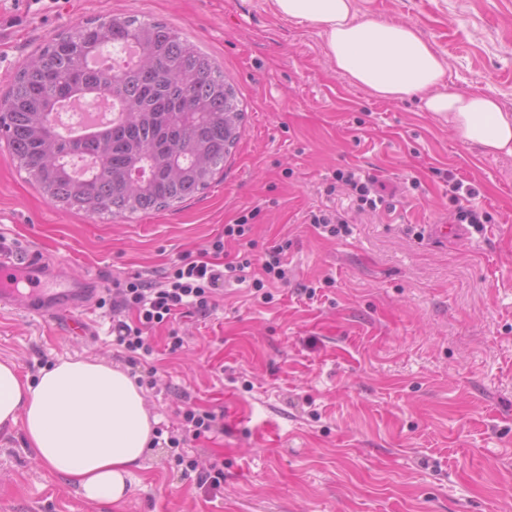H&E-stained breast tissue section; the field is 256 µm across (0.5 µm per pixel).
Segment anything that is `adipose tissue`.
I'll return each mask as SVG.
<instances>
[{
  "instance_id": "ef3b65f1",
  "label": "adipose tissue",
  "mask_w": 512,
  "mask_h": 512,
  "mask_svg": "<svg viewBox=\"0 0 512 512\" xmlns=\"http://www.w3.org/2000/svg\"><path fill=\"white\" fill-rule=\"evenodd\" d=\"M277 14L324 29L338 73L390 100L420 97L459 140L512 156V113L492 97L444 89L445 65L414 27L358 20L354 0H274ZM22 431L33 458L90 501H122L131 467L151 451L153 421L126 372L61 359L24 374L0 360V434Z\"/></svg>"
}]
</instances>
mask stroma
<instances>
[{
    "mask_svg": "<svg viewBox=\"0 0 512 512\" xmlns=\"http://www.w3.org/2000/svg\"><path fill=\"white\" fill-rule=\"evenodd\" d=\"M359 18L409 25L446 65L448 90L512 112V0H355ZM158 20L209 53L242 102L241 138L197 198L130 220L57 208L13 163L0 133V243L43 254L92 287L160 279L241 213L253 255L288 246L287 282L230 283L208 316L148 328L137 373L157 428L189 407L218 427L186 452L224 466L209 491L154 448L117 504L86 500L33 461L22 432L0 439V512H512V157L460 142L418 98L386 100L339 74L321 27L273 0H64L0 32V94L35 50L107 14ZM374 174L390 209L358 211L333 172ZM477 190L494 223L442 242L446 174ZM350 220L321 233L311 210ZM315 288L308 296L307 288ZM86 334L0 309V360L36 374L59 359L128 369L112 312ZM183 336L177 352L170 333Z\"/></svg>",
    "mask_w": 512,
    "mask_h": 512,
    "instance_id": "obj_1",
    "label": "stroma"
}]
</instances>
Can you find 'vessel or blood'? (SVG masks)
Returning <instances> with one entry per match:
<instances>
[{"label":"vessel or blood","instance_id":"1","mask_svg":"<svg viewBox=\"0 0 512 512\" xmlns=\"http://www.w3.org/2000/svg\"><path fill=\"white\" fill-rule=\"evenodd\" d=\"M41 266L33 255L13 249L0 251V303L21 305L28 312L53 318L67 313L75 328L88 324L92 306L79 289L74 288L69 276L55 271L42 277H33V270Z\"/></svg>","mask_w":512,"mask_h":512}]
</instances>
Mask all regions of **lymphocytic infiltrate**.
Returning <instances> with one entry per match:
<instances>
[{"label":"lymphocytic infiltrate","instance_id":"f902f5d3","mask_svg":"<svg viewBox=\"0 0 512 512\" xmlns=\"http://www.w3.org/2000/svg\"><path fill=\"white\" fill-rule=\"evenodd\" d=\"M378 179L353 169H339L327 185V193L344 189L354 198L359 210L377 211L385 204L384 196L377 189ZM449 198L454 204V219L459 224H489L492 215L475 203L477 191L464 180L449 178ZM252 231L249 215H241L236 223L225 225L223 234L217 235L198 256H184L165 272L161 282L138 276L125 282H114L110 309L112 333L116 345L136 355L151 354L153 348L144 334L145 328L168 322L183 310L209 313L214 307V294L225 283L245 282L253 264H260L265 277L251 281L253 288L263 289L265 280H286L288 272L284 263L285 245H278L264 254L262 261H255L252 254L227 260L224 247L228 241L245 240ZM217 417L209 411L200 412L186 408L182 422L169 437V447L175 452L177 465L189 471H198L196 459L185 455L184 445L198 440L213 430Z\"/></svg>","mask_w":512,"mask_h":512}]
</instances>
